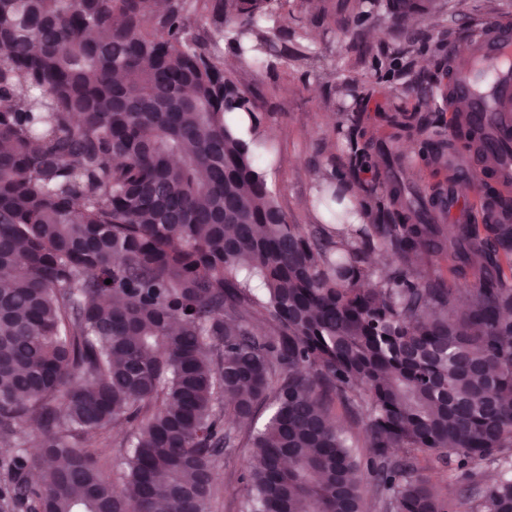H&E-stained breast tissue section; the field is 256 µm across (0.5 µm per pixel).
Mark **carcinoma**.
Instances as JSON below:
<instances>
[{"label":"carcinoma","instance_id":"carcinoma-1","mask_svg":"<svg viewBox=\"0 0 512 512\" xmlns=\"http://www.w3.org/2000/svg\"><path fill=\"white\" fill-rule=\"evenodd\" d=\"M157 2L0 0V500L211 512L218 458L246 446L241 512H370L365 470L379 512H450L413 475L433 451L473 481L497 464L470 512H512V224H431L397 176L369 224L334 208V179L314 199L329 223H288L269 153L231 128L258 113L224 29L194 33L227 15L259 64L288 0ZM116 423L113 478L97 448Z\"/></svg>","mask_w":512,"mask_h":512}]
</instances>
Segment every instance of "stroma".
I'll return each mask as SVG.
<instances>
[{"label": "stroma", "mask_w": 512, "mask_h": 512, "mask_svg": "<svg viewBox=\"0 0 512 512\" xmlns=\"http://www.w3.org/2000/svg\"><path fill=\"white\" fill-rule=\"evenodd\" d=\"M354 0H291L290 32L306 31L312 53L293 59L266 55L263 66L240 64L231 74L254 96L263 122L277 132L276 174L269 186L293 224L312 221L306 203L326 167L349 172L354 164L339 129L360 123L361 141L373 167L362 178L373 186L404 174L409 195L436 194L448 185L447 164L436 163L426 145L447 139L445 87L450 64L488 22L512 19V0H434L429 15L411 27L396 26L386 0L354 20ZM402 94L406 129L388 122L389 102ZM335 143V154L325 151ZM251 451L238 448L216 463L218 493L213 512H240L241 478Z\"/></svg>", "instance_id": "stroma-1"}]
</instances>
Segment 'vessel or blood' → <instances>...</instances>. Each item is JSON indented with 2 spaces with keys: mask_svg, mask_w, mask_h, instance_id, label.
<instances>
[{
  "mask_svg": "<svg viewBox=\"0 0 512 512\" xmlns=\"http://www.w3.org/2000/svg\"><path fill=\"white\" fill-rule=\"evenodd\" d=\"M452 96L467 124L480 132L482 148L491 160V173L503 186H512V21L485 25L475 36L470 53L453 67ZM470 168L455 169L445 194L434 208L454 224L470 221L471 205L460 186L472 184ZM481 207L491 224H511L512 208L496 199Z\"/></svg>",
  "mask_w": 512,
  "mask_h": 512,
  "instance_id": "obj_1",
  "label": "vessel or blood"
}]
</instances>
